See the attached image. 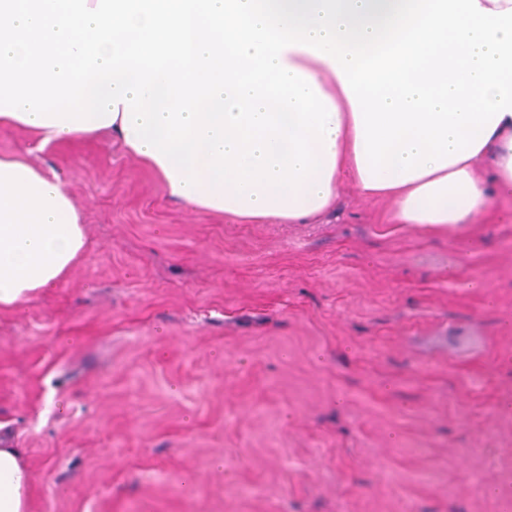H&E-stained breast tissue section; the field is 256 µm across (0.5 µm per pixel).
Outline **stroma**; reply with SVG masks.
I'll list each match as a JSON object with an SVG mask.
<instances>
[{
	"label": "stroma",
	"mask_w": 512,
	"mask_h": 512,
	"mask_svg": "<svg viewBox=\"0 0 512 512\" xmlns=\"http://www.w3.org/2000/svg\"><path fill=\"white\" fill-rule=\"evenodd\" d=\"M55 175L87 249L0 311L30 512H512V198L393 224L344 181L304 224L196 211L110 136Z\"/></svg>",
	"instance_id": "35a3bbf8"
}]
</instances>
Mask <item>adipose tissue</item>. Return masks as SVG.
Here are the masks:
<instances>
[{
    "label": "adipose tissue",
    "instance_id": "obj_1",
    "mask_svg": "<svg viewBox=\"0 0 512 512\" xmlns=\"http://www.w3.org/2000/svg\"><path fill=\"white\" fill-rule=\"evenodd\" d=\"M0 126L111 133L174 200L245 222L313 218L346 174L393 223L470 224L512 197V0H0ZM86 247L61 183L0 155V310ZM29 508L0 444V512Z\"/></svg>",
    "mask_w": 512,
    "mask_h": 512
}]
</instances>
